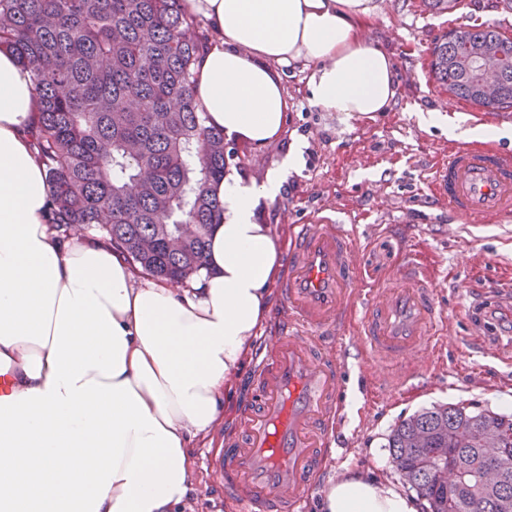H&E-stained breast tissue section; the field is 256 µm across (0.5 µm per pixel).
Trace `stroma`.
<instances>
[{"mask_svg":"<svg viewBox=\"0 0 512 512\" xmlns=\"http://www.w3.org/2000/svg\"><path fill=\"white\" fill-rule=\"evenodd\" d=\"M381 2L369 36L396 61L398 95L389 111L371 119L341 121L336 113L310 103L309 73L297 66L283 74L290 103L286 132L262 146L228 141L224 147L234 153L230 167L259 182L281 165L291 142L304 141L299 173L287 178L274 203L260 207L258 223L270 225L284 244L295 224L329 217L357 225L363 234L361 278L380 285L399 281L407 249L422 247L455 335L473 337L474 343L463 349L449 346L438 364L425 372L424 383L389 400L373 385L371 371L349 363L334 453L316 476L307 512H321L329 483L349 471L397 480L388 437L396 424L418 410L448 403L512 415V362L504 358L512 351V305L496 304L487 325L478 327L457 289L465 280L481 288L484 280L512 270V217L474 237L468 226L434 201L428 184L448 157V129L421 120L422 113L448 105L454 119L479 125L480 106L449 94L435 79L431 51L444 34L464 24L491 21L512 37V0H443L436 9L425 0ZM270 330L263 325L253 338L250 360L234 382L225 420L195 444L191 495L180 512H231L224 503L216 453L232 435L238 411L250 396L263 337Z\"/></svg>","mask_w":512,"mask_h":512,"instance_id":"obj_1","label":"stroma"}]
</instances>
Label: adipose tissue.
I'll use <instances>...</instances> for the list:
<instances>
[{
	"label": "adipose tissue",
	"mask_w": 512,
	"mask_h": 512,
	"mask_svg": "<svg viewBox=\"0 0 512 512\" xmlns=\"http://www.w3.org/2000/svg\"><path fill=\"white\" fill-rule=\"evenodd\" d=\"M216 34L195 102L226 139L283 134L277 69L312 66L309 100L342 119L392 108L394 59L369 37L377 0H186ZM37 97L0 50V512H177L192 446L222 419L266 322L284 247L258 206L298 168L301 143L262 182L228 170L220 221L189 287L138 275L114 247L48 222L49 184L25 134ZM399 483L353 473L322 512H421Z\"/></svg>",
	"instance_id": "ef3b65f1"
}]
</instances>
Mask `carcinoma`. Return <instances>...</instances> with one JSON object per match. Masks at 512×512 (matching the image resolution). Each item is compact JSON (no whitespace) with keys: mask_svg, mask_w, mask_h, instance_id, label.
Listing matches in <instances>:
<instances>
[{"mask_svg":"<svg viewBox=\"0 0 512 512\" xmlns=\"http://www.w3.org/2000/svg\"><path fill=\"white\" fill-rule=\"evenodd\" d=\"M210 42L186 0H0V48L29 70L39 108L27 130L50 187L48 221L67 236L82 227L139 272L187 286L206 263L220 204L213 186L230 153L193 99L195 67ZM503 63L495 97H485L471 54ZM432 71L452 94L492 110L512 107V38L493 26H461L432 49ZM194 237L178 253L166 238L183 224ZM143 237L155 239L149 253ZM490 431L508 454L487 458L464 442ZM423 512H512V416L434 405L403 419L388 439ZM448 449L463 479L437 481L430 449ZM497 469L501 486L476 474Z\"/></svg>","mask_w":512,"mask_h":512,"instance_id":"obj_1","label":"carcinoma"}]
</instances>
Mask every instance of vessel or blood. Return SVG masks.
<instances>
[{
	"label": "vessel or blood",
	"instance_id": "obj_1",
	"mask_svg": "<svg viewBox=\"0 0 512 512\" xmlns=\"http://www.w3.org/2000/svg\"><path fill=\"white\" fill-rule=\"evenodd\" d=\"M460 218L495 224L512 216V153L456 143L429 185ZM356 231L325 218L297 224L280 285L281 304L257 365L255 399L238 413L216 468L237 512H303L312 477L330 453L341 372L349 356L387 369L399 396L452 338L448 312L416 253L404 287L367 288L356 278ZM512 303V288L485 281L470 309L483 320L488 300Z\"/></svg>",
	"mask_w": 512,
	"mask_h": 512
}]
</instances>
